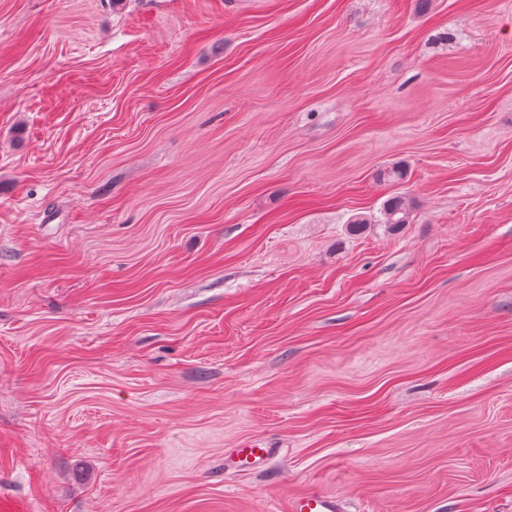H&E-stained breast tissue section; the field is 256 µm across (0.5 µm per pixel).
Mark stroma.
<instances>
[{"label": "stroma", "instance_id": "obj_1", "mask_svg": "<svg viewBox=\"0 0 512 512\" xmlns=\"http://www.w3.org/2000/svg\"><path fill=\"white\" fill-rule=\"evenodd\" d=\"M307 491L512 512V0H0V512ZM381 224H389L392 228H398L403 224H409L411 219V207L402 197H392L386 200L382 208ZM273 450L262 440L248 441L242 448H236V464L243 471L249 470L257 462L268 458Z\"/></svg>", "mask_w": 512, "mask_h": 512}]
</instances>
